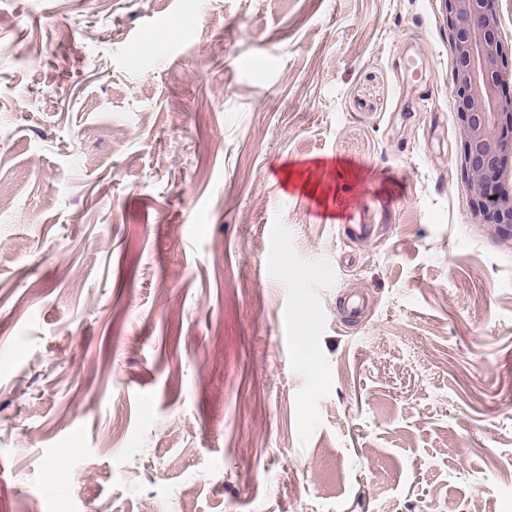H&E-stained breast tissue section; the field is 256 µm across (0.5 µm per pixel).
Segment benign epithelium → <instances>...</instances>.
Masks as SVG:
<instances>
[{
	"label": "benign epithelium",
	"mask_w": 512,
	"mask_h": 512,
	"mask_svg": "<svg viewBox=\"0 0 512 512\" xmlns=\"http://www.w3.org/2000/svg\"><path fill=\"white\" fill-rule=\"evenodd\" d=\"M455 57L452 75L462 187L473 223L512 240V69L494 0H444Z\"/></svg>",
	"instance_id": "benign-epithelium-1"
}]
</instances>
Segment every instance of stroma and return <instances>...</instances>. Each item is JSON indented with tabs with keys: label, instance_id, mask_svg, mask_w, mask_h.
Wrapping results in <instances>:
<instances>
[{
	"label": "stroma",
	"instance_id": "obj_1",
	"mask_svg": "<svg viewBox=\"0 0 512 512\" xmlns=\"http://www.w3.org/2000/svg\"><path fill=\"white\" fill-rule=\"evenodd\" d=\"M453 67L443 0H0V512H512Z\"/></svg>",
	"mask_w": 512,
	"mask_h": 512
}]
</instances>
